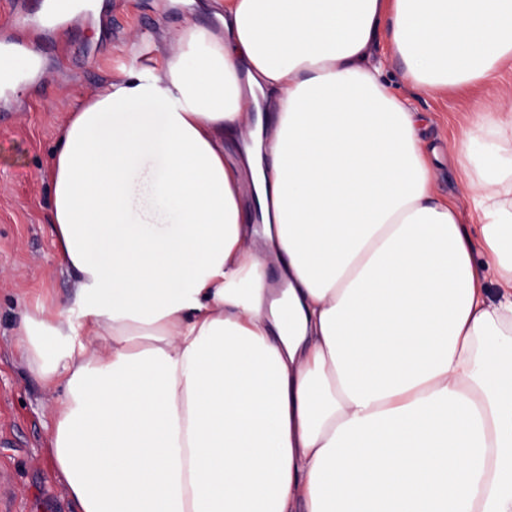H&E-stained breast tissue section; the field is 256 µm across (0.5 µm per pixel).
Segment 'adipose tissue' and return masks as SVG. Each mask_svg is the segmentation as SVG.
Masks as SVG:
<instances>
[{
	"instance_id": "1",
	"label": "adipose tissue",
	"mask_w": 512,
	"mask_h": 512,
	"mask_svg": "<svg viewBox=\"0 0 512 512\" xmlns=\"http://www.w3.org/2000/svg\"><path fill=\"white\" fill-rule=\"evenodd\" d=\"M207 8L52 155L82 323L19 332L66 391L77 512H512V104L452 146L473 233L372 60L429 93L492 79L512 0ZM78 329L97 351L59 355Z\"/></svg>"
}]
</instances>
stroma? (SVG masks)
I'll list each match as a JSON object with an SVG mask.
<instances>
[{
  "mask_svg": "<svg viewBox=\"0 0 512 512\" xmlns=\"http://www.w3.org/2000/svg\"><path fill=\"white\" fill-rule=\"evenodd\" d=\"M15 2V13L0 12V46L22 41L42 67L34 76L18 70L16 90L0 88V102L12 113L0 122V512H75L48 455L63 392L43 386L23 359L17 332L26 312L65 310L79 317L49 224L50 157L76 102L129 64L131 39L145 52L174 36L186 18L201 24L208 18L194 0H177L164 11L159 0H102L69 21L42 26L46 0ZM509 99L512 64L487 83L410 94L412 110L423 117V143L436 155L437 190L458 203L463 217H470L472 204L449 145L464 119L479 120L491 102Z\"/></svg>",
  "mask_w": 512,
  "mask_h": 512,
  "instance_id": "35a3bbf8",
  "label": "stroma"
}]
</instances>
